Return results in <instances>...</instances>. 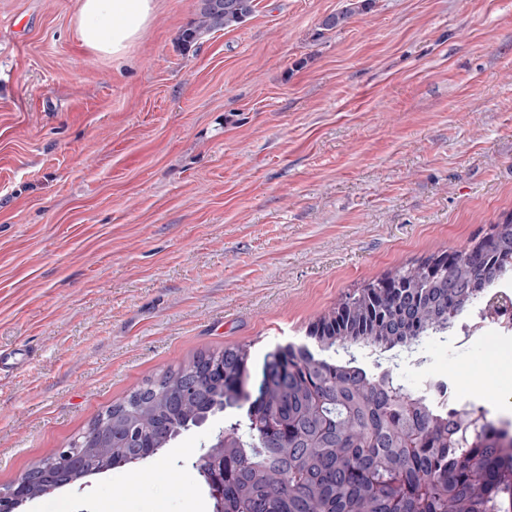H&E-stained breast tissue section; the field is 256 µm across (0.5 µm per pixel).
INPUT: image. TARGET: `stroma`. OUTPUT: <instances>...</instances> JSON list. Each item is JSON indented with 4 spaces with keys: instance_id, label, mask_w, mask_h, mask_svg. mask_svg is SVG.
<instances>
[{
    "instance_id": "obj_1",
    "label": "stroma",
    "mask_w": 512,
    "mask_h": 512,
    "mask_svg": "<svg viewBox=\"0 0 512 512\" xmlns=\"http://www.w3.org/2000/svg\"><path fill=\"white\" fill-rule=\"evenodd\" d=\"M255 0L191 49L199 0H157L119 58L79 0H0V488L194 354L306 342L345 294L512 214V0ZM512 337H425L396 375L450 374L512 412ZM223 414L24 512H212L195 462ZM374 4L375 0H345L343 8L327 16L321 25L325 30L341 28L353 15L371 11Z\"/></svg>"
}]
</instances>
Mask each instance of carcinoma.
I'll return each instance as SVG.
<instances>
[{
    "instance_id": "carcinoma-1",
    "label": "carcinoma",
    "mask_w": 512,
    "mask_h": 512,
    "mask_svg": "<svg viewBox=\"0 0 512 512\" xmlns=\"http://www.w3.org/2000/svg\"><path fill=\"white\" fill-rule=\"evenodd\" d=\"M255 0H200L181 30L191 47L235 27ZM375 0H345L322 27H343ZM512 272V216L459 251L429 256L347 294L313 322L319 348L288 344L257 363L245 346L201 352L134 389L69 444L25 473L35 499L136 457L148 458L218 412L224 445L209 450L224 476L223 512H512V441L467 410L444 415L424 395L374 373L381 358L445 333Z\"/></svg>"
}]
</instances>
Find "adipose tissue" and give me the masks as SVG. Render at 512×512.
I'll return each mask as SVG.
<instances>
[{
	"label": "adipose tissue",
	"instance_id": "1",
	"mask_svg": "<svg viewBox=\"0 0 512 512\" xmlns=\"http://www.w3.org/2000/svg\"><path fill=\"white\" fill-rule=\"evenodd\" d=\"M155 0H79L76 26L87 47L104 57H118L148 27Z\"/></svg>",
	"mask_w": 512,
	"mask_h": 512
}]
</instances>
